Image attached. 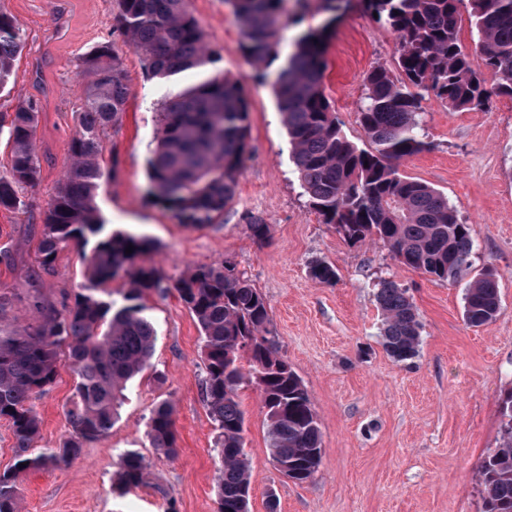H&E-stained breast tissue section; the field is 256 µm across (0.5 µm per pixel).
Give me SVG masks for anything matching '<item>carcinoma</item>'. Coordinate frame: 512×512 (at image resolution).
<instances>
[{
	"mask_svg": "<svg viewBox=\"0 0 512 512\" xmlns=\"http://www.w3.org/2000/svg\"><path fill=\"white\" fill-rule=\"evenodd\" d=\"M116 2L112 29L142 57L150 77L172 82L187 70L201 75L199 83L161 103L148 173L153 197L180 223L210 224L236 192L249 126L243 86L210 70L213 51L190 0ZM227 2L239 27L240 49L263 79L288 26L286 0ZM323 2L329 16L319 29L293 38L272 84L303 195L344 239L373 237L399 263L455 283L470 267L472 228L459 222L447 197L401 175L397 163L427 148L416 120L426 95L434 94L459 112L486 109L497 96L512 97V0H471L470 22L482 51L473 56L464 54L458 42L462 0H361L394 34L401 73L397 78L384 65L367 73L359 110L367 140L363 148L343 133L322 84L326 37L354 0ZM22 49L19 27L0 12V88L9 82ZM81 64L90 81L78 111L71 162L44 214L40 253L43 270L52 273L60 247L71 241L80 245L87 280L62 308L41 306L38 326H0V418L8 420L15 440L14 464L0 472V512H18L28 475L71 464L86 442L110 433L126 382L148 366L153 354L155 331L144 315V298L168 292L189 309L204 343L203 398L219 430L218 512H249L250 465L239 387L247 380L260 389L271 459L299 482L314 476L322 452L310 396L295 372L283 368L267 302L234 263L197 267L168 286L143 260L152 251L148 239L114 232L103 223L95 205L102 178L98 157L108 130L125 111L127 87L113 44L92 48ZM36 124L33 104L0 112V134L12 145L10 165L0 173V208L19 209V192L39 180ZM130 245L133 252L127 254ZM309 274L323 284L337 277L334 266L319 260L310 263ZM118 278L128 283L121 306L109 288ZM375 296L384 315L386 351L398 361L415 358L421 325L406 289L382 279ZM499 306L491 271L469 282L467 325L489 323ZM63 346L77 379L67 411L72 433L61 447L40 451L33 447L40 420L31 401L54 382ZM501 417L500 444L484 457L478 472L482 512H512V393L503 399ZM148 426L152 447L175 455L169 402L155 406ZM24 462L27 466L20 467ZM147 467L139 454L126 455L118 485L142 484Z\"/></svg>",
	"mask_w": 512,
	"mask_h": 512,
	"instance_id": "cac0c4a2",
	"label": "carcinoma"
}]
</instances>
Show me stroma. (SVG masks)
Masks as SVG:
<instances>
[{
  "label": "stroma",
  "instance_id": "1",
  "mask_svg": "<svg viewBox=\"0 0 512 512\" xmlns=\"http://www.w3.org/2000/svg\"><path fill=\"white\" fill-rule=\"evenodd\" d=\"M214 52V70L241 80L249 105L245 158L236 195L213 223H179L155 201L147 158L160 125L157 105L171 87L194 85L196 73L174 84L147 75L142 58L112 29L116 0H0L20 29L21 56L0 101L38 106L36 187L21 191L23 206L0 209V295L8 300L0 324L38 325L41 304L60 305L85 281L75 243L63 245L54 273L40 266L44 211L71 160L88 74L81 56L113 42L128 88L125 110L100 158L96 204L112 230L154 243L147 261L165 283L190 268L235 263L264 296L279 353L306 387L319 420L322 456L317 472L298 483L273 465L262 395L252 384L238 391L250 464L249 512H481L478 468L498 447L501 405L512 391V98H493L490 110L457 112L429 95L420 133L429 148L401 161L404 175L443 193L473 230L470 273L493 270L500 309L490 323L463 319L466 283L442 282L406 267L365 239L345 241L309 208L282 116L268 79H259L239 47L227 0H191ZM394 34L370 12L355 9L326 43L323 86L346 136L366 138L358 122L363 79L374 66H394ZM261 219L265 238L249 224ZM331 263L334 284L313 280L311 260ZM391 279L405 288L421 322L416 358L398 362L384 350L376 285ZM146 317L156 342L152 366L131 380L111 433L85 444L69 466L28 476L20 512H217L214 451L218 430L203 402L204 357L198 327L176 296H150ZM75 379L61 362L54 383L32 401L40 419L34 445L56 448L71 432L67 410ZM170 401L177 453L152 447L148 418ZM131 451L149 464L144 484H113Z\"/></svg>",
  "mask_w": 512,
  "mask_h": 512
}]
</instances>
